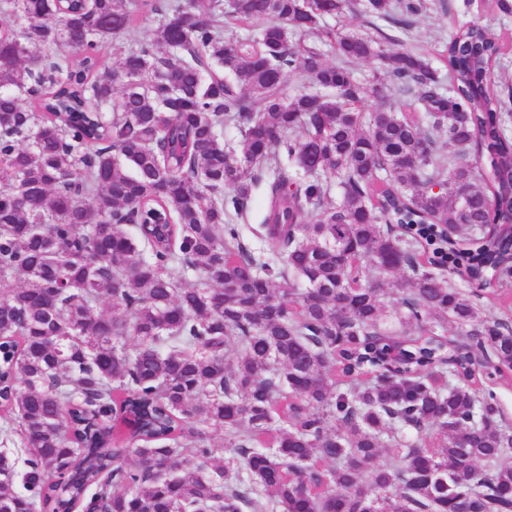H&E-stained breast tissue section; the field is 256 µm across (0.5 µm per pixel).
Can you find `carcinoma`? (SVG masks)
I'll return each mask as SVG.
<instances>
[{"label": "carcinoma", "instance_id": "carcinoma-1", "mask_svg": "<svg viewBox=\"0 0 512 512\" xmlns=\"http://www.w3.org/2000/svg\"><path fill=\"white\" fill-rule=\"evenodd\" d=\"M427 9L0 0V437L29 449L21 492L0 450V512H512V321L474 300L512 283L503 47L459 26L445 81L327 26ZM373 58L418 112L364 114ZM263 180L266 259L231 223Z\"/></svg>", "mask_w": 512, "mask_h": 512}]
</instances>
